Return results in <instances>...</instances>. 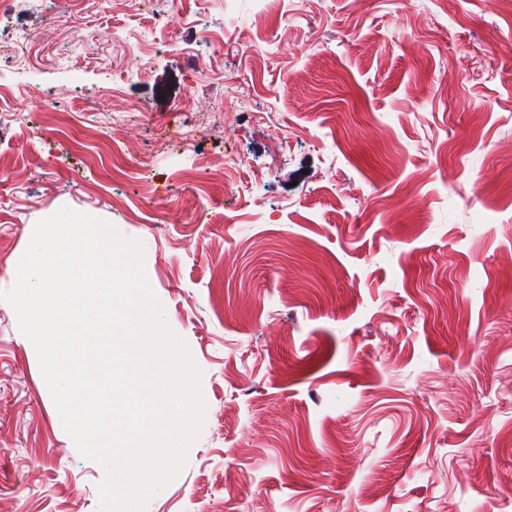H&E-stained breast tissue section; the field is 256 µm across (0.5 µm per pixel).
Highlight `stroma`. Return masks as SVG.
Listing matches in <instances>:
<instances>
[{
    "mask_svg": "<svg viewBox=\"0 0 512 512\" xmlns=\"http://www.w3.org/2000/svg\"><path fill=\"white\" fill-rule=\"evenodd\" d=\"M28 32L0 69V290L64 206L142 243L207 405L147 512H512L511 13L16 0L0 43ZM104 476L0 300V512H98Z\"/></svg>",
    "mask_w": 512,
    "mask_h": 512,
    "instance_id": "stroma-1",
    "label": "stroma"
}]
</instances>
